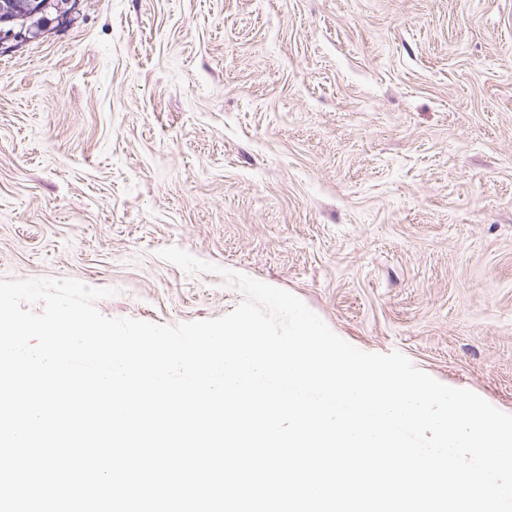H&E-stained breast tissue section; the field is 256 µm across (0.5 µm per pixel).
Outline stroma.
Listing matches in <instances>:
<instances>
[{"label":"stroma","instance_id":"stroma-1","mask_svg":"<svg viewBox=\"0 0 512 512\" xmlns=\"http://www.w3.org/2000/svg\"><path fill=\"white\" fill-rule=\"evenodd\" d=\"M167 246L512 414V0H82L0 49V277L243 300Z\"/></svg>","mask_w":512,"mask_h":512}]
</instances>
